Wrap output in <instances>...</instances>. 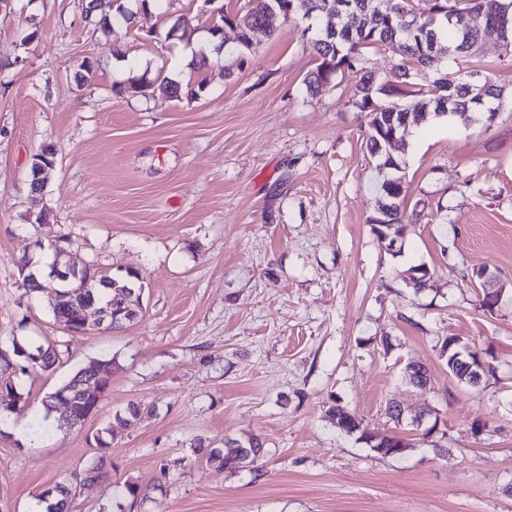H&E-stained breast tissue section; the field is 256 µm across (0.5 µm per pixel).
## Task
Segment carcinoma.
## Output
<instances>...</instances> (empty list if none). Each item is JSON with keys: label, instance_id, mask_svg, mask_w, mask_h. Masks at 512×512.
Wrapping results in <instances>:
<instances>
[{"label": "carcinoma", "instance_id": "cac0c4a2", "mask_svg": "<svg viewBox=\"0 0 512 512\" xmlns=\"http://www.w3.org/2000/svg\"><path fill=\"white\" fill-rule=\"evenodd\" d=\"M512 0H388V5L381 6V0H247L243 13L229 14L221 12L223 25L210 29L212 38L218 40L215 50L224 51L235 56L238 65L246 61L247 52L259 42L260 37L271 33L269 18L280 12L282 5H288L289 13L284 19L291 22L305 23L322 16L326 25L317 30L312 46L320 62L315 71L304 79L306 93L317 96L331 86L337 73L349 71L360 74L356 85L355 106L369 115L366 133V149L375 160V169L386 174L383 181L376 184V190L382 195L385 204L378 212L370 216L368 224L382 247L391 249L396 236L404 232L402 209L404 184L402 177L396 175L400 165L387 153L388 141L393 133H402V122L412 117L411 125H418L433 120L447 112H465L472 108L473 90L469 81L440 73L439 55L442 48L456 49L466 40L470 52H475L482 38L477 27L469 26L468 16L481 13L489 20L499 17L503 4ZM135 13L131 12L121 0H105L95 11V25L104 30L128 28L133 25ZM398 42L403 49V57L396 65L393 78L383 87L373 82V74L364 67L365 54L385 44ZM434 76L432 84L439 88L441 94L418 88L416 78L419 74ZM164 91L171 97L180 96V84L164 77L159 84L144 82L132 78L125 83L113 86L119 94L125 92L144 94L152 87ZM399 97H413L415 101L406 105L398 100H383L379 92ZM72 261L80 265L79 277L67 284L48 283L31 292L48 299L54 317L61 321L78 322L80 310L85 303L97 306L112 305L111 328L121 329L136 321L142 312L141 294L143 282L137 271L128 270L121 275L110 277L111 287L104 288L100 280L104 276L88 274L89 267L65 250L61 252L60 263ZM20 357L12 362L10 356L3 355L0 360L5 365L15 366L20 372L32 366L50 369L56 362L57 354L51 349L27 353L14 349ZM72 380H67L56 393L65 392L72 398V416L81 419L86 416L93 405L88 398H80L72 392ZM143 409L137 403L129 404L122 412L115 414L117 424L127 427L141 420ZM331 423L340 431L352 435L359 431L360 423L345 407L333 404L326 410ZM370 448L383 456H398L401 449L411 444L397 435L368 437L360 435ZM199 459L217 467L238 471L250 467L265 455L263 441L257 436L224 441L222 448H208L203 444L196 446ZM106 463V456L99 457L96 466L84 471L77 482L83 488L93 486L98 479V470ZM56 498L48 504L46 512H65L68 507L69 486L57 485L52 490L43 492L40 500Z\"/></svg>", "mask_w": 512, "mask_h": 512}]
</instances>
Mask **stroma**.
<instances>
[{"instance_id": "1", "label": "stroma", "mask_w": 512, "mask_h": 512, "mask_svg": "<svg viewBox=\"0 0 512 512\" xmlns=\"http://www.w3.org/2000/svg\"><path fill=\"white\" fill-rule=\"evenodd\" d=\"M88 3L0 10V349L57 354L52 369L5 373L26 405L0 411V512H28L102 454L70 512H512V58L482 18L480 50L443 69L503 87L502 107L493 122L454 114L392 147L405 219L387 251L368 222L378 196L357 77L307 96L317 60L302 26L273 17L229 68L209 29L246 0H165L115 34L89 23ZM160 74L194 96L112 91ZM46 145L56 164L34 194L30 165ZM61 238L94 270L139 271L136 322L73 333L27 293V260L51 261ZM418 265L431 275L421 291L408 279ZM484 267L503 291L491 310ZM450 336L489 366L480 385L449 373ZM93 360L112 363L97 412L36 448L17 438L12 424L34 423ZM410 364L427 369L426 387L409 383ZM334 400L407 451L385 457L340 432L325 416ZM132 402L150 415L113 428ZM391 405L429 413L422 427L398 425ZM108 427L103 451L95 437ZM249 434L265 443L257 468L196 462L197 439L220 448Z\"/></svg>"}]
</instances>
